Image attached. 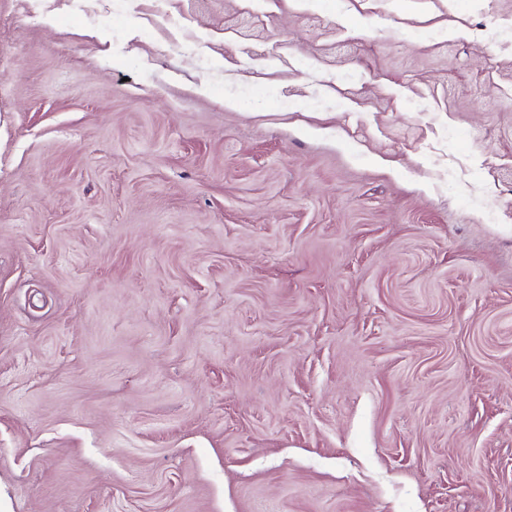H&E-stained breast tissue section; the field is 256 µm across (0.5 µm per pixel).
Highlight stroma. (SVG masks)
Returning a JSON list of instances; mask_svg holds the SVG:
<instances>
[{
  "instance_id": "obj_1",
  "label": "stroma",
  "mask_w": 512,
  "mask_h": 512,
  "mask_svg": "<svg viewBox=\"0 0 512 512\" xmlns=\"http://www.w3.org/2000/svg\"><path fill=\"white\" fill-rule=\"evenodd\" d=\"M0 512H512V0H0Z\"/></svg>"
}]
</instances>
